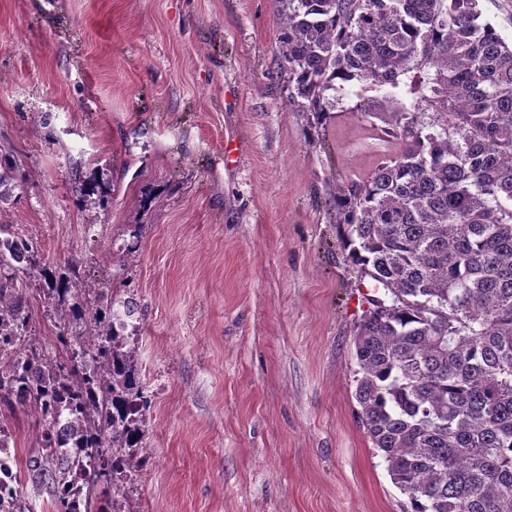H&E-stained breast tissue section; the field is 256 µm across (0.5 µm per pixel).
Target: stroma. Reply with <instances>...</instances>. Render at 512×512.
<instances>
[{"label": "stroma", "mask_w": 512, "mask_h": 512, "mask_svg": "<svg viewBox=\"0 0 512 512\" xmlns=\"http://www.w3.org/2000/svg\"><path fill=\"white\" fill-rule=\"evenodd\" d=\"M279 37L275 0H0V156L21 176L0 225L138 306L155 464L130 512L409 506L357 419L367 280L332 201L398 145L354 114L363 83L323 120L289 102ZM0 419L26 512H55L26 478L33 407Z\"/></svg>", "instance_id": "35a3bbf8"}]
</instances>
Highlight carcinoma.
<instances>
[{"label": "carcinoma", "instance_id": "cac0c4a2", "mask_svg": "<svg viewBox=\"0 0 512 512\" xmlns=\"http://www.w3.org/2000/svg\"><path fill=\"white\" fill-rule=\"evenodd\" d=\"M276 3L277 62L301 111L335 110L353 81L390 89L354 111L381 121L398 153L334 197L348 257L376 292L353 337L365 432L411 512H512V42L483 21L479 0ZM13 239L0 226V402L39 412L29 477L50 487L56 512H75L72 459L49 420L63 405L71 450H126L90 463L86 512H124L114 472L140 467L138 412L150 401L136 348L112 323L120 291L88 284L73 262L58 272L34 247L15 266ZM79 286L96 296L85 311L93 336L112 344L91 380L66 338ZM33 289L59 324L62 356L29 338Z\"/></svg>", "mask_w": 512, "mask_h": 512}]
</instances>
